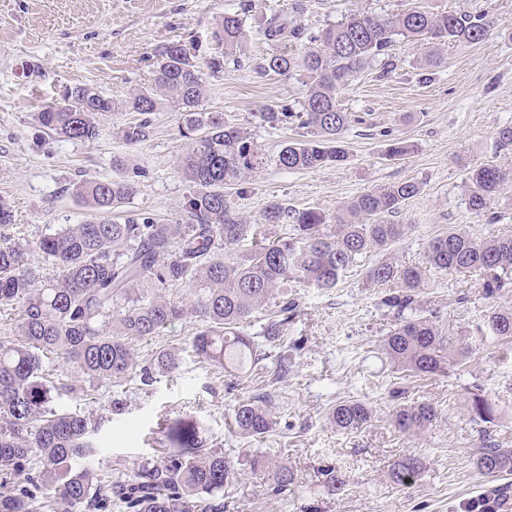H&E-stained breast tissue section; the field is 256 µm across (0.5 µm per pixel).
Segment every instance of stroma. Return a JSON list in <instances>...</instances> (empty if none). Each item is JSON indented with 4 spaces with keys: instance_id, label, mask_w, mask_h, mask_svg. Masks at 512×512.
I'll return each instance as SVG.
<instances>
[{
    "instance_id": "1",
    "label": "stroma",
    "mask_w": 512,
    "mask_h": 512,
    "mask_svg": "<svg viewBox=\"0 0 512 512\" xmlns=\"http://www.w3.org/2000/svg\"><path fill=\"white\" fill-rule=\"evenodd\" d=\"M237 52L244 60L265 53L261 30L271 8L287 9L289 0H254ZM228 0H0V200L13 210L10 233L36 244L65 224L83 220L86 207L72 193L73 183L112 178L114 159L139 184L138 195L123 204V215L145 214L164 222L180 217L189 191L177 162L187 148L178 132V112L164 103L151 114L152 134L129 147L118 131L131 115L108 113L91 142L63 140L43 128L37 115L59 97L64 86L86 84L119 97L152 83L159 48L173 40L194 44L208 57L213 33ZM423 8L432 12L465 9L488 14L493 28L472 47H445L442 67L422 70L411 44L396 43L399 61L390 77L369 69L355 78L341 103L356 115L344 134L349 161L316 171L286 172L268 167L248 179L244 193L227 190L240 215L257 218L268 202L289 200L299 208L333 215L351 199L374 187L414 180L421 191L406 200L397 216L411 225L409 236L392 254L404 264L424 261L430 239L459 227L478 237L512 227V186L494 205L499 219L470 210L465 194L469 168L494 164L512 169V146L498 147L495 132L512 124V0H312L305 24L320 28L353 10L374 14ZM203 106L223 113L227 122L248 128L255 142L274 153L295 128L271 129L259 117L271 103L300 100L293 78L257 77L250 68L226 65L223 74L204 75ZM414 144L415 151L388 159L389 138ZM361 262L336 288L318 290L290 282L288 295L298 305L289 340H301L292 353L286 381L270 383V371L227 378L223 370L185 356L179 371L146 387L131 380L95 383L94 401L81 394L57 397L58 405L89 411L104 419L99 432L107 451L94 467L114 474L146 459H157L166 443L161 421L193 420L206 447L223 449L232 460L277 457L295 475V486L271 497L248 480L224 497V512H466L488 496L498 512L512 506V475L489 478L476 465L484 436L512 447V350L490 346L439 377H399L376 354L377 344L394 325V312L382 307V288L366 279ZM423 305L440 310L450 333L479 323L492 302L478 278L469 273L436 272L421 295ZM279 405L275 430L260 441L239 438L229 427L232 407L256 389ZM406 398L436 404L441 417L417 437L391 424L394 389ZM480 390L498 403L499 419L472 421L466 402ZM122 398V413L112 410ZM359 400L373 410L363 430L346 433L328 420L332 405ZM406 455L424 467L416 485L401 489L389 482L390 466ZM335 469L347 484L341 494L328 488L322 472Z\"/></svg>"
}]
</instances>
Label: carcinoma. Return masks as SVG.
Returning a JSON list of instances; mask_svg holds the SVG:
<instances>
[{
    "label": "carcinoma",
    "mask_w": 512,
    "mask_h": 512,
    "mask_svg": "<svg viewBox=\"0 0 512 512\" xmlns=\"http://www.w3.org/2000/svg\"><path fill=\"white\" fill-rule=\"evenodd\" d=\"M251 0L224 11L215 31V51L206 61L214 76L235 57L244 37L243 15ZM309 0H292L288 10H276L262 30L272 52L252 69L260 75L295 77L306 87L303 100L269 104L260 113L268 127L288 124L300 137L283 142L267 155L250 133L229 126L221 112L202 109L203 87L196 55L186 44H166L159 52L154 86L133 90L120 99L105 97L87 85L64 87L61 102L38 113L44 127L76 141H93L100 118L107 113L132 112L140 118L120 129L129 146L151 134L149 115L170 101L182 120L179 134L190 141L178 167L189 184L180 218L160 223L150 216H130L119 222L112 210L138 194V183L123 176L73 185V194L91 211L79 224H68L43 235L35 246L6 234L14 215L0 203V308L21 307L15 334L0 338V477H23V485L0 496V512H40L51 501L64 512H82L104 494L112 495L117 512H222L224 493L243 483L238 467L218 449L195 446L196 427L177 420L165 427L174 451L155 462L141 463L110 480L80 464L99 453L101 422L79 411L58 408L54 395L75 387L51 380L45 362L68 363L92 384L125 380L136 373L148 386L155 376H171L184 354L238 374L265 368L271 351L283 346L288 324L298 315L292 299L277 300L276 289L298 280L320 290L336 287L370 253L383 254L368 270L375 286L395 288L381 305L396 311L397 323L380 344L381 353L409 377L444 376L477 351L465 340L477 336L512 346V305H495L475 329L453 339L436 308L420 309L418 297L431 273L458 271L481 276L484 294L499 299L512 291V229L477 238L454 227L432 238L421 265H403L389 257L390 249L407 238L411 225L391 217L420 191L417 181L384 185L355 196L336 215L313 208H296L288 201H271L252 224L231 208L224 189L273 165L283 171L317 170L341 165L349 158L343 133L353 122L339 96L355 77L376 65L381 76L396 70L391 46L405 40L417 61L429 69L443 61L442 47H470L482 42L493 27L484 14L465 10L434 13L408 9L389 16L354 10L341 20L313 30L302 23ZM301 45L300 55L281 45ZM512 184V169L479 165L466 177L468 205L490 214L504 187ZM288 226L287 236L270 237L267 226ZM251 240L249 253L238 247ZM52 272H47V268ZM184 286L189 302L167 298V289ZM270 312L261 332L248 335L244 327L258 313ZM188 316L201 326L186 346L156 351L139 363L133 342L158 336ZM476 423H492L498 405L487 395L472 392L466 403ZM278 411L267 392L233 406L236 435L258 440L277 425ZM440 418L426 399L398 405L394 428L418 436ZM329 422L339 431L354 432L372 420V409L358 400L332 406ZM476 467L488 477L512 472V449L484 439ZM422 462L402 458L389 470V480L410 489L418 481ZM251 474L272 493L294 483L288 463L252 460Z\"/></svg>",
    "instance_id": "carcinoma-1"
}]
</instances>
